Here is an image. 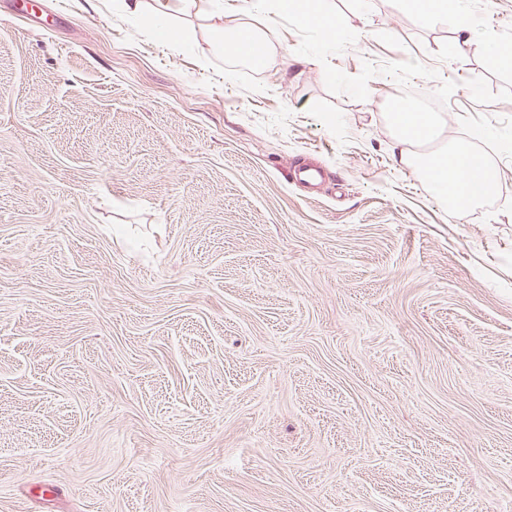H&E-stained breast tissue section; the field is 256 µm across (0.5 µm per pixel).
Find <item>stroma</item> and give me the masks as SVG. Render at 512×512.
Wrapping results in <instances>:
<instances>
[{
  "instance_id": "stroma-1",
  "label": "stroma",
  "mask_w": 512,
  "mask_h": 512,
  "mask_svg": "<svg viewBox=\"0 0 512 512\" xmlns=\"http://www.w3.org/2000/svg\"><path fill=\"white\" fill-rule=\"evenodd\" d=\"M334 2L336 68L457 82L444 140L512 118V0ZM240 4L170 50L119 0H0V512H512V159L448 215L399 84L330 93L286 27L274 65L217 53Z\"/></svg>"
}]
</instances>
